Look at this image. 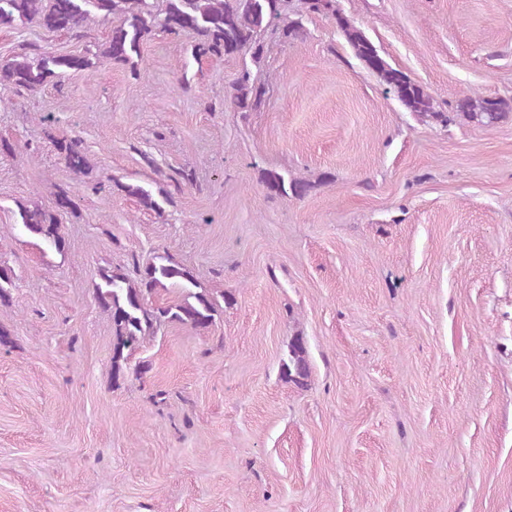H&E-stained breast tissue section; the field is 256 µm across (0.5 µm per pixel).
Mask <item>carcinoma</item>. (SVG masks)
<instances>
[{
    "label": "carcinoma",
    "mask_w": 512,
    "mask_h": 512,
    "mask_svg": "<svg viewBox=\"0 0 512 512\" xmlns=\"http://www.w3.org/2000/svg\"><path fill=\"white\" fill-rule=\"evenodd\" d=\"M312 12H326L336 21L355 57L375 73L386 86V92L408 111L442 125L450 116L436 109L432 96L402 71L392 67L365 32L340 13L333 0H305ZM94 15L121 16L112 28L109 40L97 55L84 53H30L28 48L0 66V82L18 91L34 92L67 74L91 68L94 60L117 66H135L142 58V45L153 30L169 34L193 32L198 36L194 46L196 57L223 58L247 53L258 62L265 52L261 34L275 38H294L300 33L299 22L286 20L285 0H164V7L155 8L150 0H0V27L33 23L48 33L79 34L83 23ZM231 100L238 112L255 109L262 90L249 69H242L231 84ZM454 116L485 127L498 124L512 110V103L496 97L475 98L464 95L456 101ZM53 146L65 165L79 173L88 170V159L76 139L56 138ZM262 182L270 193L301 199L312 185L302 178L287 179L269 171ZM124 191L139 199L151 210L161 209L162 200L138 184L123 185ZM74 203L65 192L55 196L54 206H26L19 212L21 224L32 235L48 242L59 253L65 252L66 238L60 215L70 212ZM96 286L99 307L112 321V381L125 376L129 352L146 337L169 324L207 329L216 322L219 302L200 287L195 276L173 258L167 256L137 266L135 276L121 268L105 270ZM177 286L182 299L165 306H151L149 300L161 290ZM282 375L290 382L304 384L309 377L307 349L303 337L290 344L288 359L283 361Z\"/></svg>",
    "instance_id": "obj_1"
}]
</instances>
